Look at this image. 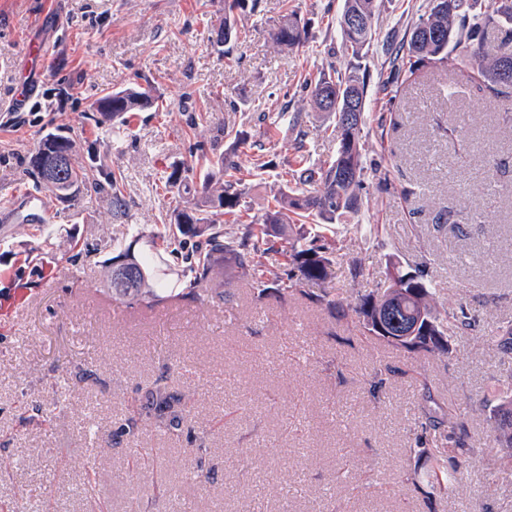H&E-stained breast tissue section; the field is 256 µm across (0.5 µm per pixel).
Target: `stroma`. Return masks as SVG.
Listing matches in <instances>:
<instances>
[{
  "mask_svg": "<svg viewBox=\"0 0 512 512\" xmlns=\"http://www.w3.org/2000/svg\"><path fill=\"white\" fill-rule=\"evenodd\" d=\"M427 4L384 0L361 59L369 172L358 217H312L305 229L343 245L326 284L337 307L351 309L393 262L423 271L440 307L476 315L444 358L385 348L300 295L255 305L229 268L223 295L187 300L173 323L114 315L104 287L115 242L132 227L161 230L185 202L164 177L195 166L220 130L249 134L223 149L247 173L241 205L255 217L300 152L334 153L327 119L307 120L305 137L285 128L268 139L262 116L307 111L303 79L345 68L344 0H255L226 58L210 43L224 0H0V202L33 188L29 157L50 133L74 141L75 161L93 152L122 169L126 200L120 215L91 192L74 206L52 201L47 223H0V512H512V469L501 464L512 452L493 447L485 405L512 377V359L489 340L512 320V100L427 66L387 106L381 75ZM288 9L308 31L289 53L271 38ZM137 86L163 108L131 114L127 136L113 139L93 104ZM464 212L481 219L453 228ZM441 214L450 224L437 225ZM352 259L363 278H351ZM162 375L196 396L174 436L128 421ZM453 415L461 445L446 454L461 461L460 480L432 497V455L406 447L425 417ZM93 434L106 454L92 450ZM186 450L199 481L166 463ZM138 452L150 462L131 481ZM75 457L83 468H70Z\"/></svg>",
  "mask_w": 512,
  "mask_h": 512,
  "instance_id": "1",
  "label": "stroma"
}]
</instances>
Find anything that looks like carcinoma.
<instances>
[{
    "mask_svg": "<svg viewBox=\"0 0 512 512\" xmlns=\"http://www.w3.org/2000/svg\"><path fill=\"white\" fill-rule=\"evenodd\" d=\"M478 2L429 0L428 10L412 27L409 39L396 50L389 74L382 81V89L389 95L387 103L396 99L392 95L393 87L411 80L425 66L465 69L469 81L489 97H512V85L504 86L500 61L512 46V0H491L497 4L491 11L478 9ZM245 7L246 0H224L226 14L216 31L215 45L222 47L231 40L237 25L234 11ZM381 7L382 0H345L342 15L357 14L364 19V25L357 29L341 28L351 59L345 70L324 73L305 83L311 110L335 120L330 133L336 141L335 155L316 163L310 162L306 155L300 156L299 168L287 171L289 187L275 198L273 208L264 213L260 222L245 224L240 232L232 233L224 231V216L233 217L234 224L239 223L236 216L244 195L240 189L242 179L228 178V171L238 170L237 164L219 145H214L211 152L200 156L206 173L193 184L192 199L183 208L174 209L163 229L149 238V254L137 256L134 246L140 241L138 236L128 244L118 241L114 245L115 255L106 260L105 268L109 270L113 263L123 261L136 274L132 278L108 275L113 300L148 306L187 297L202 300L216 279L224 274V261L229 260L248 281L258 302L272 292L281 299L305 292L312 302L336 309V302L329 299L326 290L307 292L304 286L322 283L330 276L336 253L342 247L334 241L308 239L298 224L311 215L328 224L346 222L360 212L359 190L364 177L360 139L365 124L367 84L365 76L360 74L358 58L375 35L374 21ZM491 29L500 34L494 51L485 44ZM271 37L278 47L287 50L303 45L306 40L304 28L288 12L275 26ZM351 103L358 111L353 113V125L348 126L344 115ZM156 105L149 91L127 87L99 98L95 111L103 119L121 125L127 122L128 114ZM264 120L269 138L285 124L299 136L305 135L300 112L291 116L285 111L271 112ZM61 151L71 155L75 152L74 141L64 134L51 133L39 142L29 159L38 186L46 187L60 202L75 201L80 193L93 191L110 196L117 211L125 206L123 172L104 170L101 160L95 156L90 157L86 166L71 163L66 172L68 189L65 194H59V188L44 179L42 169ZM200 236L204 241L195 246L194 261L185 274V287H152L149 279L156 275L152 260L163 251L169 252L173 245ZM273 252L284 256L283 267L267 265L266 258ZM353 312L352 324L361 335L384 341L398 350H423L437 355L448 353L451 331L470 328L475 323L463 308L438 312L432 305L429 282L421 272L388 271L384 289L360 295ZM408 317L420 318L421 325L418 335L405 342L396 338L395 332L397 325ZM490 339L503 355L512 358V321L501 323ZM193 406L192 393L173 391L164 380L157 379L146 387V404L137 407V412L155 429L170 431L180 426L184 414ZM492 413L499 442L504 448H512V396L506 393L499 396ZM459 474L458 466L438 459L428 473V485L436 492L450 494Z\"/></svg>",
    "mask_w": 512,
    "mask_h": 512,
    "instance_id": "cac0c4a2",
    "label": "carcinoma"
}]
</instances>
